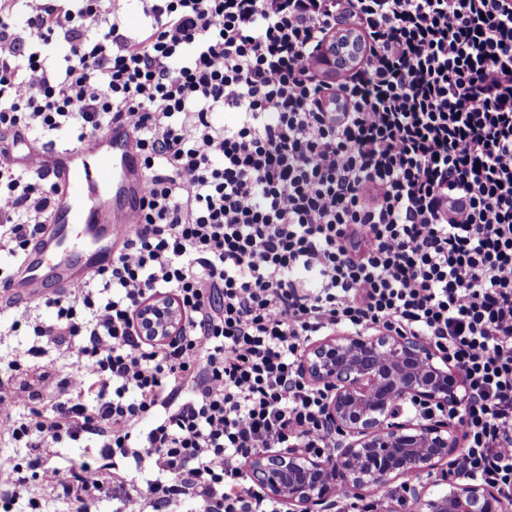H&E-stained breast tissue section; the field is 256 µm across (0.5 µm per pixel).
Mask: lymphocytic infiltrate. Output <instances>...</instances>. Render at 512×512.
I'll return each instance as SVG.
<instances>
[{
	"mask_svg": "<svg viewBox=\"0 0 512 512\" xmlns=\"http://www.w3.org/2000/svg\"><path fill=\"white\" fill-rule=\"evenodd\" d=\"M0 0V130L126 125L146 179L140 216L92 282L46 298L34 345L76 369L50 408L19 417L0 384V438L90 441L96 463L31 490L0 469V501L92 512L134 493L141 512H282L249 484L251 455L330 457L327 389L300 358L315 338L389 330L426 339L463 379L447 418L456 472L512 506V0ZM354 25L359 62L316 69ZM64 41L62 62L52 45ZM231 112V125L217 122ZM51 180L0 161V251L22 258L49 222ZM173 296L179 336L136 314ZM148 431H141L145 419ZM147 464L131 484L109 466ZM136 321L143 338L152 343H165L178 336L183 316L174 298L158 294L139 309Z\"/></svg>",
	"mask_w": 512,
	"mask_h": 512,
	"instance_id": "1",
	"label": "lymphocytic infiltrate"
}]
</instances>
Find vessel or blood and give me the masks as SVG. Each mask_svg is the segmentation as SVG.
<instances>
[{
    "instance_id": "vessel-or-blood-1",
    "label": "vessel or blood",
    "mask_w": 512,
    "mask_h": 512,
    "mask_svg": "<svg viewBox=\"0 0 512 512\" xmlns=\"http://www.w3.org/2000/svg\"><path fill=\"white\" fill-rule=\"evenodd\" d=\"M28 163L58 191L36 250L0 291L12 299L79 286L110 265L112 245L128 230L145 194L139 159L123 126L111 127L84 147L39 148Z\"/></svg>"
}]
</instances>
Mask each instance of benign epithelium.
I'll return each instance as SVG.
<instances>
[{
  "instance_id": "benign-epithelium-1",
  "label": "benign epithelium",
  "mask_w": 512,
  "mask_h": 512,
  "mask_svg": "<svg viewBox=\"0 0 512 512\" xmlns=\"http://www.w3.org/2000/svg\"><path fill=\"white\" fill-rule=\"evenodd\" d=\"M322 71L336 70V37L327 41ZM140 335L165 343L180 332L183 316L174 298L158 294L136 316ZM301 372L327 384L326 415L338 443L331 460L301 448L265 451L250 457L249 474L267 495L288 504V512H316L339 487L365 498L400 479L407 484L417 512H507L498 489L457 479L444 492L430 491L434 474H448L458 448L455 427L445 419L403 416L414 403L448 409L461 401L460 373L419 336L380 331L343 332L309 344Z\"/></svg>"
}]
</instances>
